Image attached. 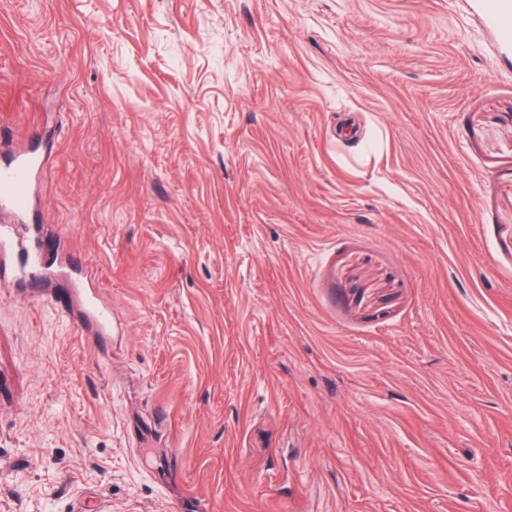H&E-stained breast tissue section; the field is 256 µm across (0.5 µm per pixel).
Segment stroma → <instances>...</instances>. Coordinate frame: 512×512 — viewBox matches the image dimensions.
Returning <instances> with one entry per match:
<instances>
[{
  "label": "stroma",
  "mask_w": 512,
  "mask_h": 512,
  "mask_svg": "<svg viewBox=\"0 0 512 512\" xmlns=\"http://www.w3.org/2000/svg\"><path fill=\"white\" fill-rule=\"evenodd\" d=\"M474 0H0V139L124 332L0 287V512H512V62Z\"/></svg>",
  "instance_id": "stroma-1"
}]
</instances>
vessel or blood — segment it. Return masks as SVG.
Returning a JSON list of instances; mask_svg holds the SVG:
<instances>
[{"label":"vessel or blood","mask_w":512,"mask_h":512,"mask_svg":"<svg viewBox=\"0 0 512 512\" xmlns=\"http://www.w3.org/2000/svg\"><path fill=\"white\" fill-rule=\"evenodd\" d=\"M477 2L484 23L497 40L512 46V0ZM45 164V157L34 150H21L0 161V211L8 208L25 214L33 209V182ZM57 249V241L41 235L36 225L0 224V285L28 290L40 287L47 274L46 258ZM65 274L74 284L72 298L82 304L99 331L113 330L112 313L99 305L83 266L70 264Z\"/></svg>","instance_id":"obj_1"}]
</instances>
